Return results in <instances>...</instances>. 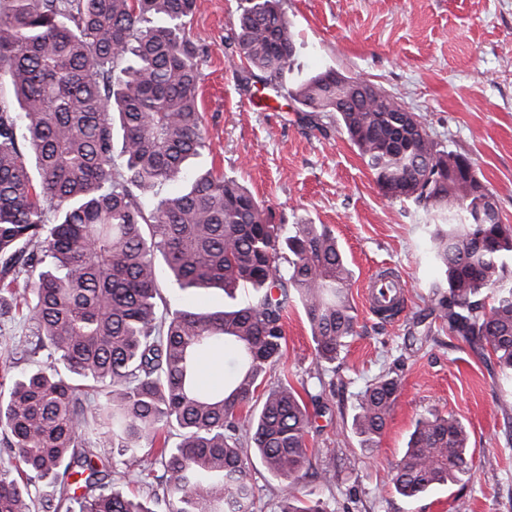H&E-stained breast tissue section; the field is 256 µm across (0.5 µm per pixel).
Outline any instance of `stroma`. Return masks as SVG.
<instances>
[{"label": "stroma", "mask_w": 512, "mask_h": 512, "mask_svg": "<svg viewBox=\"0 0 512 512\" xmlns=\"http://www.w3.org/2000/svg\"><path fill=\"white\" fill-rule=\"evenodd\" d=\"M199 3L187 33L204 50L200 93L210 149L191 168L212 166L236 179L269 223L327 225L352 272L359 333L323 374L330 412L312 419L313 474L298 494L317 493L331 512H512V378L431 313L429 297L445 276L430 254L428 214L382 194L335 118L316 127L291 100L259 104L257 83L231 61V28L245 0ZM281 7L299 42L289 82L333 69L393 95L445 149L471 160L512 225V0H281ZM382 266L407 283L405 305L390 320L372 315L364 298ZM7 308L0 359L11 358L20 373L44 365L24 301ZM285 329L287 354L270 375L312 387L315 355L300 307L289 309ZM386 373L399 377L400 388L368 453L352 430L354 407ZM430 411L462 421L475 466L466 486L408 500L389 474L417 419ZM322 470L329 484L316 480Z\"/></svg>", "instance_id": "1"}]
</instances>
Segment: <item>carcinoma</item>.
Listing matches in <instances>:
<instances>
[{"mask_svg": "<svg viewBox=\"0 0 512 512\" xmlns=\"http://www.w3.org/2000/svg\"><path fill=\"white\" fill-rule=\"evenodd\" d=\"M280 0H247L234 53L266 88L319 117L336 113L378 187L431 216L433 259L447 291L432 293L448 331L489 349L512 372V226L484 219L489 189L413 112L376 90L363 101L329 69L288 86L297 40ZM198 0H0V294L24 278L36 347L48 363L0 384V512H253L257 455L287 483L279 512H329L294 493L311 468L312 414L283 378L285 316L302 307L317 370L357 335L352 278L324 224H270L253 195L212 169L186 170L209 149L200 114L203 50L186 36ZM121 139L114 153L115 139ZM184 181L167 195L160 186ZM285 260L287 267L280 265ZM177 291H219L223 309L172 307ZM230 352L220 391L201 359ZM398 378L360 393L352 429L377 446ZM469 434L453 416L420 417L391 471L401 496L464 485ZM110 449L108 467L92 456ZM148 451L159 469L149 502L115 489ZM23 476L11 477V470ZM52 491L35 495L39 483ZM85 488L77 494L72 488Z\"/></svg>", "mask_w": 512, "mask_h": 512, "instance_id": "1", "label": "carcinoma"}]
</instances>
